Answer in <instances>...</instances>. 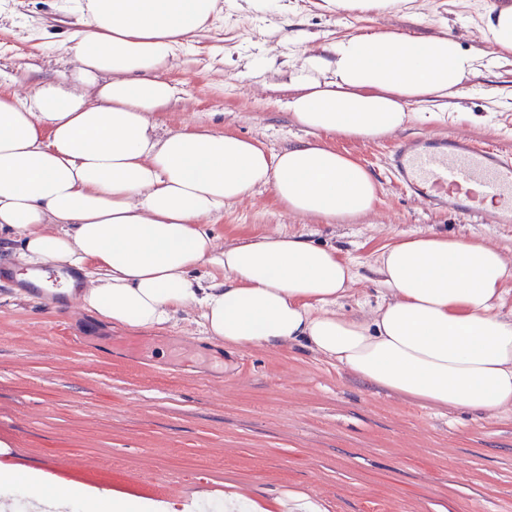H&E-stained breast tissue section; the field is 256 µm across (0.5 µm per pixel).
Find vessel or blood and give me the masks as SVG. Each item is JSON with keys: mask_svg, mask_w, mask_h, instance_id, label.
<instances>
[{"mask_svg": "<svg viewBox=\"0 0 512 512\" xmlns=\"http://www.w3.org/2000/svg\"><path fill=\"white\" fill-rule=\"evenodd\" d=\"M391 170L401 188L425 202L446 203L449 188L474 184L482 196L500 205L499 213L485 216L480 207L467 205L466 213L482 215L484 223H512V158L491 149L476 148L463 139L405 140L398 144Z\"/></svg>", "mask_w": 512, "mask_h": 512, "instance_id": "obj_1", "label": "vessel or blood"}]
</instances>
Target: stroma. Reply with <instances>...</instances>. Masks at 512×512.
I'll return each mask as SVG.
<instances>
[{
    "instance_id": "obj_1",
    "label": "stroma",
    "mask_w": 512,
    "mask_h": 512,
    "mask_svg": "<svg viewBox=\"0 0 512 512\" xmlns=\"http://www.w3.org/2000/svg\"><path fill=\"white\" fill-rule=\"evenodd\" d=\"M317 0H288L287 15L255 14L220 0L209 27L184 40L163 77L174 89L157 121L162 130L204 126L259 139L276 153L303 138L288 112L283 76H253L248 61L273 53L293 59L385 24L419 36L448 26L464 49L480 51L481 0H403L379 17L329 11ZM66 0H0V89L68 72L66 36L82 27ZM286 26L287 40L273 34ZM447 123L410 122L377 141L331 138L356 157L379 187L374 214L351 223L311 224L288 214L271 189L226 205L209 229L217 241L272 229L336 245L358 275L344 301L362 314L379 299L372 267L389 242L435 231L490 241L512 254V223L483 224L403 192L389 163L397 142L465 136L512 157V64H490L466 98L448 103ZM14 247L0 242V448L21 467L78 486L139 498L151 488L169 499L249 491L267 512L275 496L305 495L320 512H512V413L485 418L439 411L363 382L298 346L224 348L178 318L138 331L82 310L64 294L42 297L17 279ZM138 335L139 350L121 347Z\"/></svg>"
}]
</instances>
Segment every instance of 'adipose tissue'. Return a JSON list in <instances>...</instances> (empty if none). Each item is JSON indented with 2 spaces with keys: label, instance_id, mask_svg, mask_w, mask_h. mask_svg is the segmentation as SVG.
I'll return each instance as SVG.
<instances>
[{
  "label": "adipose tissue",
  "instance_id": "1",
  "mask_svg": "<svg viewBox=\"0 0 512 512\" xmlns=\"http://www.w3.org/2000/svg\"><path fill=\"white\" fill-rule=\"evenodd\" d=\"M219 0H70L82 30L75 69L26 95L0 90V238L22 244L20 276L47 263L80 269L75 299L101 318L162 328L187 310L202 334L235 349L298 345L359 379L437 410L512 412V319L501 306L512 256L434 232L397 239L377 256L380 302L348 314L357 276L336 247L277 232L218 243L207 226L225 204L271 188L305 220L374 213L367 168L326 143L376 140L410 121L443 123L485 59H512V0H488L491 54L440 29L415 37L378 27L299 51L287 106L305 139L277 153L255 138L203 127L159 132L173 89L161 77L176 45L203 31ZM223 279L202 285L205 266ZM33 512H163L151 500L0 474V495Z\"/></svg>",
  "mask_w": 512,
  "mask_h": 512
}]
</instances>
